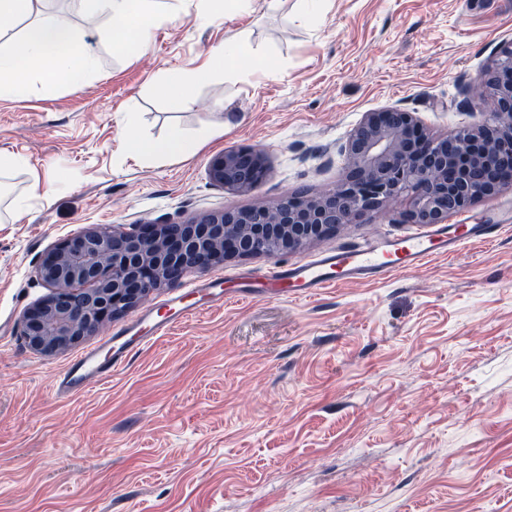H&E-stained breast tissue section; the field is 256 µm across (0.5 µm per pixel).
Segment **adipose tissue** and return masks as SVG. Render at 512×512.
I'll return each instance as SVG.
<instances>
[{"label":"adipose tissue","instance_id":"adipose-tissue-1","mask_svg":"<svg viewBox=\"0 0 512 512\" xmlns=\"http://www.w3.org/2000/svg\"><path fill=\"white\" fill-rule=\"evenodd\" d=\"M35 0H0V18L26 19L21 36L0 28V97L20 99L33 83L45 87L75 84L91 75L97 65L95 54L87 50L77 32L60 17L33 18ZM81 9L94 16L121 20L112 31L113 47L128 53L147 48L151 29L157 19L158 0H78ZM245 37L234 34L215 50L205 70L173 74L161 79L158 92L170 104H186L204 72L218 71L225 78L237 75L234 66ZM127 153L139 160L185 158L202 144L201 138L186 137L179 128H171L161 140H149L134 133L124 137Z\"/></svg>","mask_w":512,"mask_h":512}]
</instances>
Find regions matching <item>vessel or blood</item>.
<instances>
[{
	"instance_id": "b4317fda",
	"label": "vessel or blood",
	"mask_w": 512,
	"mask_h": 512,
	"mask_svg": "<svg viewBox=\"0 0 512 512\" xmlns=\"http://www.w3.org/2000/svg\"><path fill=\"white\" fill-rule=\"evenodd\" d=\"M498 229V223L489 220L470 225L464 237L445 227L398 238L373 237L361 245L310 261L277 266L264 275L262 285L272 296L312 298L328 287L377 282L395 273L417 269L432 257L455 254L468 241L490 242ZM230 298V293L224 290L223 277L191 281L187 295L166 301V317H158L153 308H146L136 320L114 331L100 346L79 354L56 379L57 393L71 397L88 391L124 368L144 346L176 324L195 313L223 305Z\"/></svg>"
}]
</instances>
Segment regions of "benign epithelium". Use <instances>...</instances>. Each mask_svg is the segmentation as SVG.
Returning a JSON list of instances; mask_svg holds the SVG:
<instances>
[{"label": "benign epithelium", "mask_w": 512, "mask_h": 512, "mask_svg": "<svg viewBox=\"0 0 512 512\" xmlns=\"http://www.w3.org/2000/svg\"><path fill=\"white\" fill-rule=\"evenodd\" d=\"M486 87L494 100L489 120L446 136L427 133L400 108L365 113L344 146L345 174L333 192L287 194L269 206L179 224L89 227L62 239L37 265L51 294L26 310L22 336L39 353L58 352L189 271L297 251L401 198L407 201L402 219L448 223L454 213L512 185L494 174L512 167V43L487 70ZM268 171L262 150L238 146L211 159L208 177L224 190L245 193Z\"/></svg>", "instance_id": "benign-epithelium-1"}]
</instances>
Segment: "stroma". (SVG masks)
<instances>
[{"instance_id": "1", "label": "stroma", "mask_w": 512, "mask_h": 512, "mask_svg": "<svg viewBox=\"0 0 512 512\" xmlns=\"http://www.w3.org/2000/svg\"><path fill=\"white\" fill-rule=\"evenodd\" d=\"M195 8L182 0L146 50L123 54L112 22L44 0L98 69L77 87L0 99V152L24 161L0 192L27 201L0 218V512H512L510 187L454 216L501 223L491 243L310 299L228 301L90 391L56 394L69 361L99 341L44 355L22 336L25 309L49 293L35 268L56 242L333 189L364 113L400 108L436 135L486 121L471 91L512 42V0H324L310 21L301 0H253L204 25ZM239 31L241 80L214 75L179 110L154 90ZM174 125L212 137L183 160L125 154L126 131L156 140ZM244 145L266 153L265 180L247 193L212 185L213 156ZM401 211L212 271L258 281L374 234L417 232Z\"/></svg>"}]
</instances>
